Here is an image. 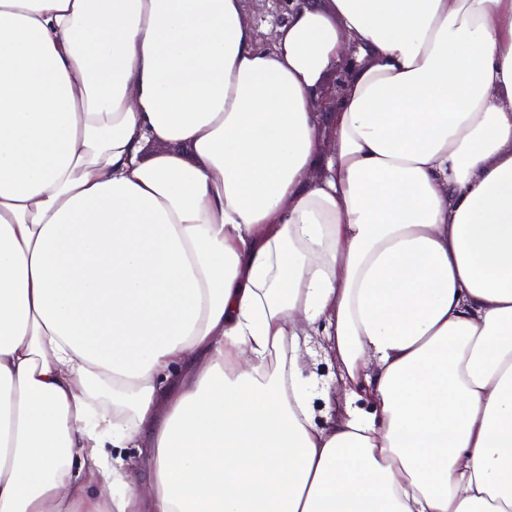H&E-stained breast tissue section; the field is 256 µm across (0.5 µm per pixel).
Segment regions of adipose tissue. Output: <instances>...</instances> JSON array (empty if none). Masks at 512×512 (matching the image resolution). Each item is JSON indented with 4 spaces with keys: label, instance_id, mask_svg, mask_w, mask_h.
I'll return each instance as SVG.
<instances>
[{
    "label": "adipose tissue",
    "instance_id": "ef3b65f1",
    "mask_svg": "<svg viewBox=\"0 0 512 512\" xmlns=\"http://www.w3.org/2000/svg\"><path fill=\"white\" fill-rule=\"evenodd\" d=\"M0 512H512V0H0ZM295 0H243V11L246 20L251 25L258 46L268 48L271 45L269 34L270 26L283 23ZM331 344L329 336H313L311 345L316 354L308 357L309 368L328 380L336 374V357L329 350Z\"/></svg>",
    "mask_w": 512,
    "mask_h": 512
}]
</instances>
